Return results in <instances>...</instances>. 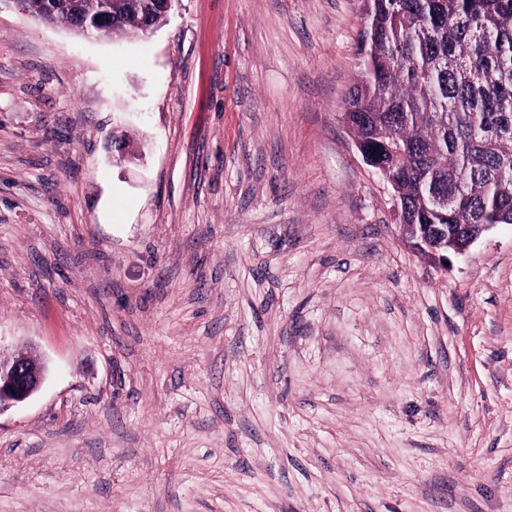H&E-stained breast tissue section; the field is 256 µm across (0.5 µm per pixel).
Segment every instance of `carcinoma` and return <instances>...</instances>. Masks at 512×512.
Segmentation results:
<instances>
[{"mask_svg": "<svg viewBox=\"0 0 512 512\" xmlns=\"http://www.w3.org/2000/svg\"><path fill=\"white\" fill-rule=\"evenodd\" d=\"M107 17L108 35L164 21L156 0H19ZM357 81L343 106L383 163L407 223L512 224V0H365Z\"/></svg>", "mask_w": 512, "mask_h": 512, "instance_id": "cac0c4a2", "label": "carcinoma"}]
</instances>
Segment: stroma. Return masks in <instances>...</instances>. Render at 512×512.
I'll return each instance as SVG.
<instances>
[{
  "mask_svg": "<svg viewBox=\"0 0 512 512\" xmlns=\"http://www.w3.org/2000/svg\"><path fill=\"white\" fill-rule=\"evenodd\" d=\"M363 0H0V512H512V224L440 270L341 119ZM41 1V3H35ZM157 0H19L22 9L31 16L51 22L57 13L69 14L80 20L103 13L107 17L108 35L126 34L140 37L149 33L150 28L163 21L162 10ZM38 6L40 14L34 7ZM50 14H56L54 17ZM38 362V370H34L26 355L6 354L0 346V413L11 405L28 400L39 390L46 367Z\"/></svg>",
  "mask_w": 512,
  "mask_h": 512,
  "instance_id": "stroma-1",
  "label": "stroma"
}]
</instances>
